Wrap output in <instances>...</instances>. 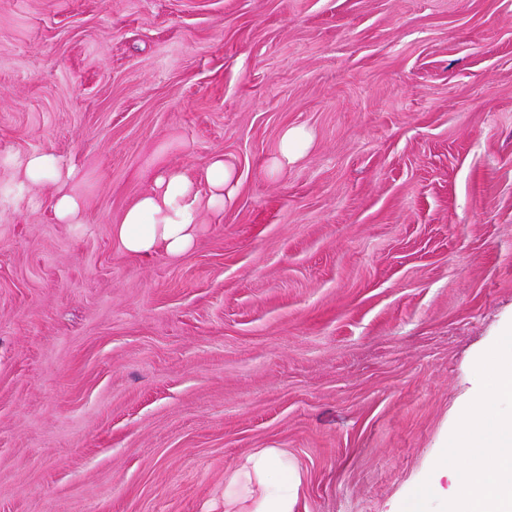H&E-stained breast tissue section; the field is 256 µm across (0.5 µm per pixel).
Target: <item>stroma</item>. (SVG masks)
<instances>
[{
  "label": "stroma",
  "instance_id": "1",
  "mask_svg": "<svg viewBox=\"0 0 512 512\" xmlns=\"http://www.w3.org/2000/svg\"><path fill=\"white\" fill-rule=\"evenodd\" d=\"M215 154L235 204L125 253ZM509 327L512 0H0V512H224L263 448L293 512H399ZM306 141V134L301 129L292 128L286 130L281 138L279 158L276 160L273 167L280 169L288 165V161L300 157ZM26 175L34 182L50 181L56 185L53 214L58 223H81L82 202L77 196L66 190L68 182L75 175L74 166H61L48 156L35 155L27 164ZM205 178L209 196L203 200L183 170L161 169L153 187L141 194L112 228L123 250L147 259L158 250L179 256L191 249L203 213L230 205L237 183L234 168L224 162L222 155H214L207 162Z\"/></svg>",
  "mask_w": 512,
  "mask_h": 512
}]
</instances>
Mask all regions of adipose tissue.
Here are the masks:
<instances>
[{
	"label": "adipose tissue",
	"instance_id": "obj_1",
	"mask_svg": "<svg viewBox=\"0 0 512 512\" xmlns=\"http://www.w3.org/2000/svg\"><path fill=\"white\" fill-rule=\"evenodd\" d=\"M26 174L33 181L55 184L53 214L58 223H81L82 202L66 189L75 175L74 166L35 155ZM205 178L209 195L204 198L183 170L161 169L152 188L112 228L123 250L147 259L160 250L178 256L191 249L203 213L224 209L234 198L235 171L223 156L210 158ZM486 374L488 386L477 394L462 419L464 442L447 448L446 459L435 467L439 479L447 475L449 459L462 462L449 512H512V415L492 412L499 402L512 401V349L487 364ZM438 479L423 487L402 512H426V502L440 493ZM299 485V473L285 453L274 448L250 453L226 483L224 512H293Z\"/></svg>",
	"mask_w": 512,
	"mask_h": 512
}]
</instances>
